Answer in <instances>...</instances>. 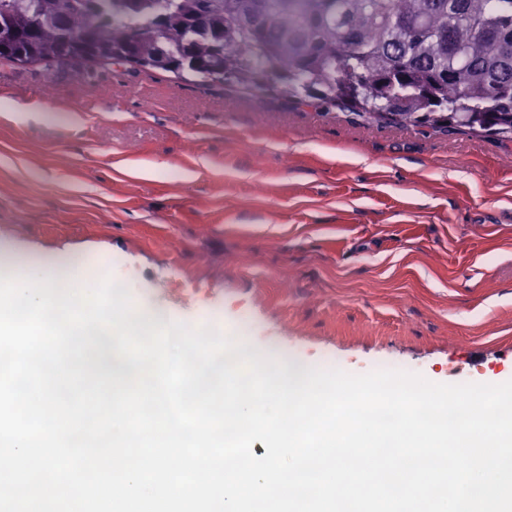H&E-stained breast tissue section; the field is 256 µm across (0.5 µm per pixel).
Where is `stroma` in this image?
I'll use <instances>...</instances> for the list:
<instances>
[{"label":"stroma","instance_id":"1","mask_svg":"<svg viewBox=\"0 0 512 512\" xmlns=\"http://www.w3.org/2000/svg\"><path fill=\"white\" fill-rule=\"evenodd\" d=\"M17 255L60 290L110 268L143 322L273 339L301 373L512 381L511 140L2 60L0 273Z\"/></svg>","mask_w":512,"mask_h":512}]
</instances>
